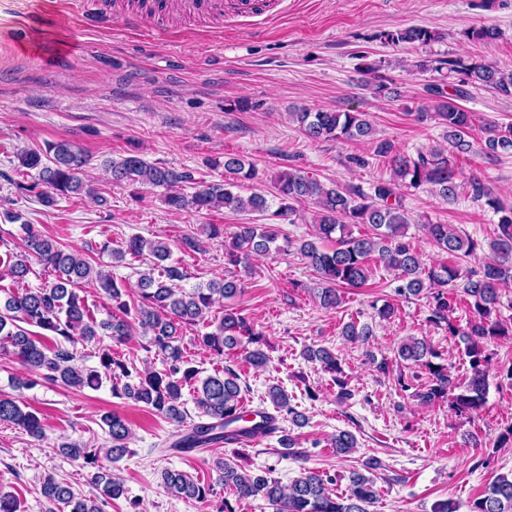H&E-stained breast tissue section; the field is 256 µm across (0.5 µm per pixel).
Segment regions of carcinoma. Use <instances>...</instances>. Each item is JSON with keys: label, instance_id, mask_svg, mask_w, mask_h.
<instances>
[{"label": "carcinoma", "instance_id": "obj_1", "mask_svg": "<svg viewBox=\"0 0 512 512\" xmlns=\"http://www.w3.org/2000/svg\"><path fill=\"white\" fill-rule=\"evenodd\" d=\"M464 35L470 41L489 42L498 37V32L493 27L480 26L468 29ZM375 39L391 46L428 45L438 35L427 26L410 25L384 30ZM416 67L421 72L434 71L441 76V83L429 88L430 104L420 109L415 119L437 120L444 128L446 148L433 146L414 156L405 155L391 141L375 137L365 112L303 109L292 113L302 133L312 141L371 142V156L387 164L390 178L376 180L369 193L354 186H329L307 172L283 171L271 179L274 198L279 200L274 209L263 193L253 192L245 197L235 192L240 182L259 178V170L230 154L224 156V180L201 182L190 195L183 192V184L194 180L191 172L149 162L135 153L109 160L108 168L115 184L163 189L165 203L172 211L224 208L269 216L267 224H238L230 233L229 242L224 244V260L234 266L245 267L253 256L281 250L277 246V225L290 219L294 204L312 202L317 209L315 237L336 238V248L328 251L311 240L303 241L299 247L306 264L319 276L317 297L321 306L335 309L343 302L342 288L364 286L370 278L373 260L395 272L400 281L398 295L406 299L430 295L432 306L427 321L448 329V334L463 344L469 375L463 379L453 376L446 365L435 362L439 354L433 348L422 339L410 337L399 344L398 357L425 368L429 374L428 384L412 396L422 404L448 399L458 411L474 412L486 403L489 376L486 344L509 335V328L492 319V314L500 305L501 286L512 281V206L503 204L484 180L474 174L464 182L459 181L456 159L478 152L489 158L511 155L512 123L485 124L484 140L477 145L471 136L473 115L458 102L469 99L471 90L480 87L512 98V72L505 73L483 62L448 58H424L417 61ZM374 72L370 65L359 69L362 78L357 83L373 87L379 96L391 94L384 80L363 79ZM47 153L51 154L47 163L36 151L19 155L21 167L37 172L33 187L39 189L36 196L43 205H54L60 196L92 193L82 178L90 158L81 147L71 141H58L48 146ZM425 185L431 186L448 204L465 191L473 201L484 202L498 215L496 236L489 242L494 259L482 270L468 271L447 263L426 266L415 247L404 241L409 217L399 188L418 189ZM359 224L367 226L368 231L355 232L354 227ZM426 230L433 244L452 258L471 256L481 248L480 243L461 236L449 224L428 223ZM21 231V257L12 253L0 256V277L10 279L16 286L24 284L30 273L29 259L33 258L47 269L48 280L38 288L9 293L0 307V354L17 360L29 373L28 378L18 380L17 389H32L42 384L97 389L106 379L111 382L112 396L142 404L176 425V439L169 445L172 450L185 452L207 447L226 442L232 436L250 439L276 434L277 443L286 454H301L298 437L279 422L302 428L307 418L291 406L282 388L277 385L268 388L267 397L274 412L261 411L260 423L235 428L230 433L229 426L245 420L244 399L249 387L241 385V375L229 365L212 375L199 377V369L191 365L180 344L183 330L205 323L217 299L232 301L244 291L246 284L241 278L224 276L181 290L177 282L184 279L183 270L166 264L171 256L169 244L132 235L120 248L112 250V259L120 262L128 255L138 258L147 251L154 262L139 273L135 291L129 298L123 283L92 265L82 254L61 248L31 224L21 225ZM457 280L463 282L462 296L470 300L473 309L472 319L464 327L452 322V299L445 291L448 284ZM85 284L99 288L109 302L107 317L99 320L93 315L83 296ZM135 325L149 335L150 346L162 359V369L146 368L133 373L112 347L104 345L98 349L99 366L85 365L78 345L102 336L119 343L131 334ZM30 326L54 337L53 346L47 348L34 339L28 330ZM341 334L349 341H366L372 335V328L352 320L343 325ZM194 341L211 356L222 357L227 350H238L241 362L254 369H262L269 363V356L261 348L262 335L231 305L224 306V314L215 318L213 330L198 333ZM304 355L332 374L340 397L350 396L341 363L334 353L324 347H311ZM188 387L196 393L198 409V421L189 425L184 399ZM102 422L108 435L104 446L88 448L75 440L56 445L66 457L95 468L90 481L99 495L87 497L75 492L70 483L48 475L40 488L47 504L63 505L69 512H102L100 503L125 495L123 480L102 461L114 463L130 452L132 428L117 413L105 416ZM0 423L17 427L37 441L45 437L41 418L16 397L0 395ZM328 446L336 455L345 456L357 448V438L343 430L329 438ZM379 467V461L374 458L364 461L362 469L350 473L347 489L340 495L332 493L322 475L311 470L302 472L288 485L276 478L249 473L226 457L216 458L212 470L217 475L216 481L232 488L237 498L260 497L274 512H369L378 498L373 471ZM161 479L166 491L177 498L207 503L213 493V484L199 482L180 470L166 469ZM470 512H512V475L499 476L484 496L473 502Z\"/></svg>", "mask_w": 512, "mask_h": 512}]
</instances>
